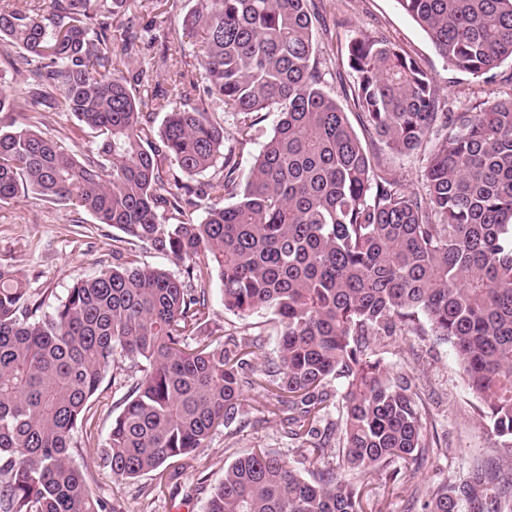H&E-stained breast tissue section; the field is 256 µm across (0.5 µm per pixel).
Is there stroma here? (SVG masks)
I'll list each match as a JSON object with an SVG mask.
<instances>
[{"mask_svg":"<svg viewBox=\"0 0 512 512\" xmlns=\"http://www.w3.org/2000/svg\"><path fill=\"white\" fill-rule=\"evenodd\" d=\"M187 0H128L126 13L140 22L154 20L177 26L179 15L187 10ZM316 13L320 57L327 70V90L352 108L348 94L354 75L346 62L347 45L359 34L382 35L430 75L442 101L453 108L478 109L489 93L512 96V62L496 70L493 84L453 70L437 54L432 44L398 0H313ZM278 121L269 113L252 127L232 112L224 115V147L235 153L241 176H248L253 159L272 135ZM88 226V236L73 233L74 224ZM113 230L96 226L88 213L68 206L45 203L33 196H19L0 204V266L13 270L23 279L35 298L52 310L58 299L78 279L112 261ZM207 325L213 339H222L225 330L246 326L267 335L265 350L276 347L274 329L267 312L239 318L224 309L221 282L210 280ZM383 359L393 372H411L419 379L420 407L425 431L438 437L442 452L426 453L419 469L404 472L398 483L375 471L365 480V512H426L425 492L437 487L453 488L469 481L480 466L500 464L497 442L476 414L481 401L463 380L451 347L433 339L392 336L386 340ZM127 391L120 382L105 378L94 396L90 428L78 429L73 443L75 460L87 470L90 486L117 512H205L206 494L200 486H213L224 477V468L252 448H263L289 460L300 474L312 470V458L300 452L297 441L288 438L278 416L267 411L266 397L254 391L246 395L247 424L228 433L217 428L206 448L175 463L176 480L160 481L156 473L137 479L113 474L101 457L118 415L119 403Z\"/></svg>","mask_w":512,"mask_h":512,"instance_id":"obj_1","label":"stroma"}]
</instances>
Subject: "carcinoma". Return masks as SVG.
<instances>
[{
	"mask_svg": "<svg viewBox=\"0 0 512 512\" xmlns=\"http://www.w3.org/2000/svg\"><path fill=\"white\" fill-rule=\"evenodd\" d=\"M311 0H194L178 28L151 40L194 49L208 99L254 125L280 119L240 180L224 151L221 117L204 107L182 59L166 70L182 105L159 130L136 87L155 63L134 16L106 0H50L18 10L0 0V63L28 87L0 91V112L26 124L0 129V203L22 194L83 210L112 227V265L76 281L49 312L0 267V512H116L95 497L73 459L107 369H137L102 450L135 479L206 447L244 416V393L287 407L300 451L337 465L304 478L262 448L224 468L205 512H364L365 478L397 483L402 469L442 447L423 431L419 384L376 357L380 336H430L450 345L479 417L512 464V96L477 112L443 108L427 73L383 36L347 47L362 127L391 152L428 150L426 193L378 167L349 113L324 88ZM454 68L494 81L512 60V0H398ZM69 112L93 145L65 149L44 128ZM218 175L197 181L215 166ZM232 203L223 204L226 199ZM204 210L201 219L192 214ZM179 262V274L141 264L120 240ZM217 274L224 309L272 315L278 336L207 331ZM343 386L333 389L332 381ZM339 405L336 421L322 426ZM512 490L481 468L454 490L426 492V512L481 509Z\"/></svg>",
	"mask_w": 512,
	"mask_h": 512,
	"instance_id": "carcinoma-1",
	"label": "carcinoma"
}]
</instances>
